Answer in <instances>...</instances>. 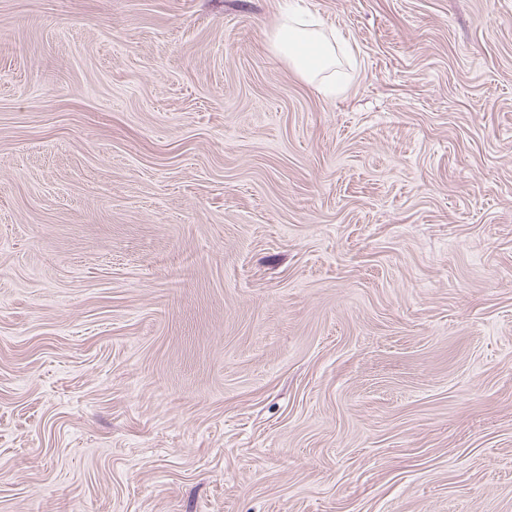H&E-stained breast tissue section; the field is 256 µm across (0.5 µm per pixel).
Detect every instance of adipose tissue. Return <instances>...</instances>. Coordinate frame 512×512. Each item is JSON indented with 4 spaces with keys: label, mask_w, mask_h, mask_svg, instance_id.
<instances>
[{
    "label": "adipose tissue",
    "mask_w": 512,
    "mask_h": 512,
    "mask_svg": "<svg viewBox=\"0 0 512 512\" xmlns=\"http://www.w3.org/2000/svg\"><path fill=\"white\" fill-rule=\"evenodd\" d=\"M336 32H328L311 20L284 14L271 37L273 50L303 78L319 82L323 92L336 87Z\"/></svg>",
    "instance_id": "1"
}]
</instances>
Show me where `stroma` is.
Instances as JSON below:
<instances>
[{"label":"stroma","instance_id":"35a3bbf8","mask_svg":"<svg viewBox=\"0 0 512 512\" xmlns=\"http://www.w3.org/2000/svg\"><path fill=\"white\" fill-rule=\"evenodd\" d=\"M0 0V512H512V0ZM340 34L327 33L311 20L286 12L271 37L273 50L309 82L320 79V89L336 88V45Z\"/></svg>","mask_w":512,"mask_h":512}]
</instances>
